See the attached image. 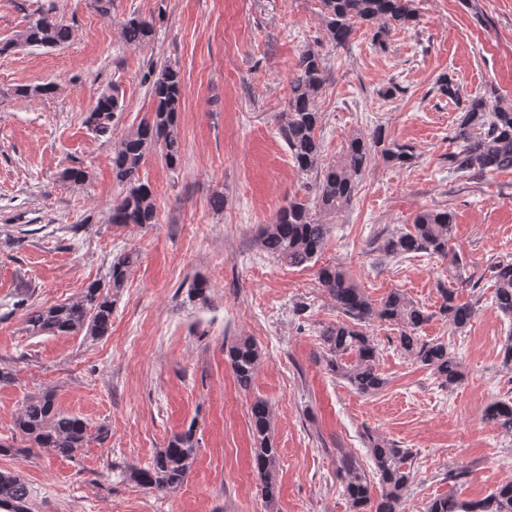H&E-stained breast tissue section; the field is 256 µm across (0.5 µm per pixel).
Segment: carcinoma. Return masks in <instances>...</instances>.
I'll list each match as a JSON object with an SVG mask.
<instances>
[{
    "label": "carcinoma",
    "mask_w": 512,
    "mask_h": 512,
    "mask_svg": "<svg viewBox=\"0 0 512 512\" xmlns=\"http://www.w3.org/2000/svg\"><path fill=\"white\" fill-rule=\"evenodd\" d=\"M322 25L327 37L337 46L346 45L359 26L372 32V39L383 46L392 31L413 24L416 14L411 0H321ZM156 21L132 14L119 24L120 39L138 47L151 40ZM72 37L71 29L44 13L28 15L26 26L16 37L0 47V54L23 47L56 48ZM327 81L320 51L307 47L300 52L290 80L286 108L276 116L277 130L295 167L304 173H316L314 202L293 198L269 224H261L256 239L272 259L290 268L305 267L319 258L330 234L327 217L345 210L355 194L359 178L369 168L374 154L397 167H410L416 154L405 143L386 137L382 128L370 134L351 135L340 158L321 165V145L317 130L320 115L316 102ZM183 77L178 63L167 61L158 68L152 83L153 111L135 131L115 146L112 176L121 191L112 200L110 223L155 224L157 208L154 191L141 178L146 156L161 150L169 166L181 159L178 114L181 112ZM438 95L454 103L461 102L460 88L448 74L435 81ZM121 110L118 95L101 94L84 123L95 134H112L116 112ZM454 150L448 153V169L471 176L485 172L512 170V102L499 99L495 91L469 96L463 113L451 131ZM378 250L387 257L425 255L448 261V281L438 283L440 315L456 333H463L475 315L473 304L458 299V289L467 283L462 277L463 260L454 243L452 214L441 209L418 213L409 229L393 230L379 239ZM137 254L124 253L112 260L103 279L87 284L80 295L67 302L39 305L26 313V330L32 336L85 333L104 337L112 331L113 297L123 288ZM493 300L505 319L512 321V258L501 257L491 266ZM318 283L343 319L324 327L322 361L325 370L362 395H375L385 385L378 371L379 344L369 334L374 321L385 322L398 332V347L407 356L428 369L443 388L459 385L464 372L455 353L444 342L422 340L419 330L430 314L400 290H392L380 301L371 299L339 267L326 264L317 271ZM238 385L251 386L262 362L261 351L249 338H239L225 349ZM482 419L500 432L512 436V401L489 404ZM250 432L254 442L253 469L262 486L267 512H278L279 453L274 445L272 408L257 399L250 405ZM15 428L24 448L0 443V453L23 454L37 448L49 454L71 457L95 439L104 442L108 429L101 426L90 433L79 417L62 412L55 393L46 389L28 396L20 408ZM368 455L373 475L381 487L377 499L371 498L370 480L352 455H336V474L352 512H405V499L413 482V453L387 440L367 435ZM197 458L195 430L173 435L166 446L154 451L145 467L129 470L136 485L161 493L182 487ZM30 494L28 482L18 472L0 471V509L27 512ZM426 512H512V482L498 486L485 498L467 501L453 491L431 500Z\"/></svg>",
    "instance_id": "carcinoma-1"
}]
</instances>
